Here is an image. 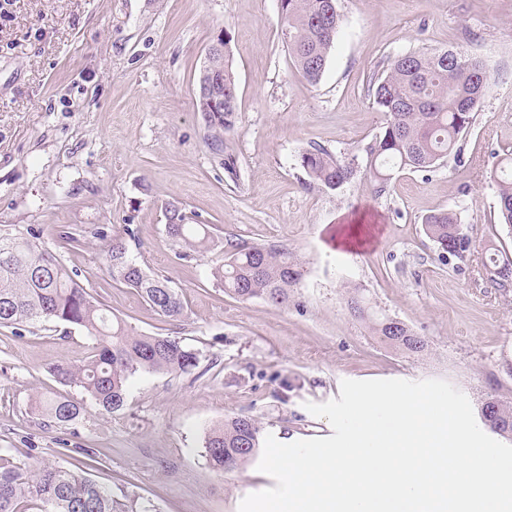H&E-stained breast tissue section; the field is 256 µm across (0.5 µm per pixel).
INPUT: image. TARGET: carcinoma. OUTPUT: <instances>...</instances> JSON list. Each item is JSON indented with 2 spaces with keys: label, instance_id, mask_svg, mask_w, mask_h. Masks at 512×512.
I'll return each mask as SVG.
<instances>
[{
  "label": "carcinoma",
  "instance_id": "obj_1",
  "mask_svg": "<svg viewBox=\"0 0 512 512\" xmlns=\"http://www.w3.org/2000/svg\"><path fill=\"white\" fill-rule=\"evenodd\" d=\"M337 0H283L287 16L288 51L303 77L321 80L338 33L341 17ZM224 69V88L236 87L224 58L213 61ZM489 83L484 60L461 51L422 49L390 61L374 77L370 97L385 117L384 126L361 149V155L343 160L322 147L301 155V166L316 184L334 191L362 172L381 197L390 191L395 173L432 171L448 159L461 161L460 142L475 123L476 113ZM237 103L224 107L223 119L208 122L215 150L223 146L222 134L235 121ZM497 178L498 213L512 234V153L498 156L491 171ZM427 236L440 253L466 258L470 239L463 233L457 212L443 209L423 219ZM168 236L187 259L207 249L206 224L166 225ZM112 280L138 292L159 315L176 321L183 301L170 281L146 272L129 254L125 240L112 238L105 249ZM211 275L224 292L242 301L263 299L288 304V291L302 277V261L288 249L275 245L241 246L225 255L224 264ZM345 300L350 312L368 324L387 345L410 353H423L428 344L407 325L390 330V317H378L360 295L348 286ZM33 321L61 322L84 329L91 341L86 356L63 361L49 374L61 385L76 387L79 400L65 396L39 399L32 409L57 426L76 423L86 402L114 413L125 403L131 377L139 373L181 375L199 367L202 354L177 337L151 336L133 331L97 301L48 250L39 234H13L0 229V327L14 329ZM494 415L512 427V402L491 398ZM260 423L249 415L227 417L210 428L204 439L209 467L226 472L253 460L261 447ZM0 512H138L137 502L112 497L82 466L54 463L32 467L24 461L0 464Z\"/></svg>",
  "mask_w": 512,
  "mask_h": 512
}]
</instances>
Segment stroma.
Returning <instances> with one entry per match:
<instances>
[{"mask_svg": "<svg viewBox=\"0 0 512 512\" xmlns=\"http://www.w3.org/2000/svg\"><path fill=\"white\" fill-rule=\"evenodd\" d=\"M341 27L318 84L303 78L281 33L277 0H0V228L38 231L44 247L135 332L178 336L202 353L180 376L131 378L123 410L88 409L46 425L39 394L80 398L50 376L90 344L64 323L0 327V457L36 466L91 451L93 479L158 512H238L273 487L248 463L212 471L207 430L259 419L283 443L332 436L306 403L339 398L342 380L442 379L472 406L512 401V286L484 261L512 258L500 225L493 156L512 150V0H338ZM229 39L235 123L222 152L196 107L208 47ZM454 48L482 58L486 95L462 141V163L396 174L374 197L363 176L335 191L300 166L322 147L352 158L384 116L367 87L389 60ZM454 208L466 261L440 257L422 221ZM208 225L207 251L179 259L171 209ZM345 224H373L365 244H336ZM74 244H67L66 236ZM123 237L184 302L172 321L106 270L107 237ZM281 245L303 261L287 305L242 301L210 270L239 245ZM353 285L380 312L424 337L409 355L380 342L344 299Z\"/></svg>", "mask_w": 512, "mask_h": 512, "instance_id": "obj_1", "label": "stroma"}]
</instances>
